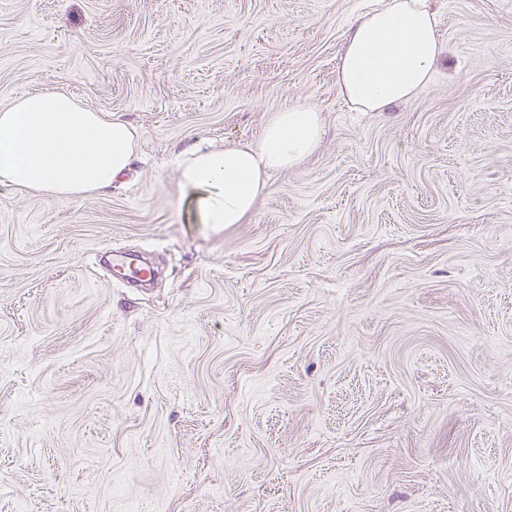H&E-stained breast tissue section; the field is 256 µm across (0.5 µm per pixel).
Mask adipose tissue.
<instances>
[{"mask_svg":"<svg viewBox=\"0 0 512 512\" xmlns=\"http://www.w3.org/2000/svg\"><path fill=\"white\" fill-rule=\"evenodd\" d=\"M438 21L426 0H386L349 25L336 69L339 95L359 112H383L432 81L441 58ZM320 112L284 106L258 143L194 151L180 180L203 223L240 224L265 193L270 175L297 165L318 146ZM124 120L57 91H37L0 110V184L49 196H78L111 186L136 154Z\"/></svg>","mask_w":512,"mask_h":512,"instance_id":"1","label":"adipose tissue"}]
</instances>
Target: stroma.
I'll list each match as a JSON object with an SVG mask.
<instances>
[{
  "mask_svg": "<svg viewBox=\"0 0 512 512\" xmlns=\"http://www.w3.org/2000/svg\"><path fill=\"white\" fill-rule=\"evenodd\" d=\"M371 3L0 0V108L62 91L139 137L109 189L0 185V512H512V0H428L432 83L358 112ZM287 104L317 150L201 223L179 159ZM109 253L112 267L123 283L130 281L146 282L153 278L154 271L146 263L115 251Z\"/></svg>",
  "mask_w": 512,
  "mask_h": 512,
  "instance_id": "1",
  "label": "stroma"
}]
</instances>
